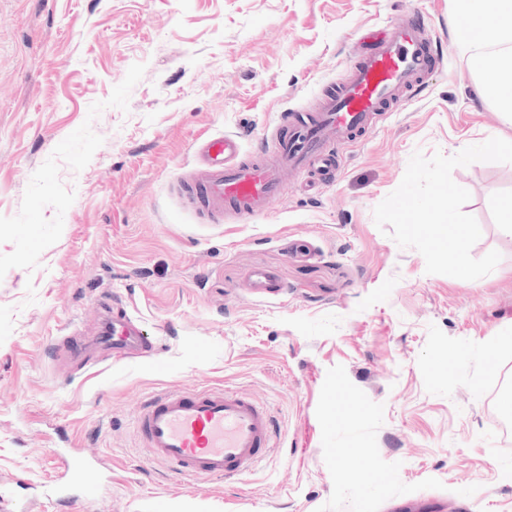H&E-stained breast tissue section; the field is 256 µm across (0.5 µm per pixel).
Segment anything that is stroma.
Returning <instances> with one entry per match:
<instances>
[{
    "mask_svg": "<svg viewBox=\"0 0 512 512\" xmlns=\"http://www.w3.org/2000/svg\"><path fill=\"white\" fill-rule=\"evenodd\" d=\"M410 9L438 66L332 180L236 222L186 198L197 141L271 139ZM454 22L452 0H0V512H512V163L452 172L472 256L501 254L480 279L426 273L373 217L414 152L512 136ZM112 301L151 356L99 343ZM224 387L272 409L266 458L229 480L158 461L142 405ZM61 448L106 461L96 497L65 502Z\"/></svg>",
    "mask_w": 512,
    "mask_h": 512,
    "instance_id": "1",
    "label": "stroma"
}]
</instances>
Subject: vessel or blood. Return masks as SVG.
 I'll use <instances>...</instances> for the list:
<instances>
[{"label": "vessel or blood", "instance_id": "1", "mask_svg": "<svg viewBox=\"0 0 512 512\" xmlns=\"http://www.w3.org/2000/svg\"><path fill=\"white\" fill-rule=\"evenodd\" d=\"M431 64L416 12L367 30L346 77L324 94L314 111L278 128L272 143L248 153L237 135L203 138L196 147L201 173L190 185L194 200L219 221L266 214L288 173L333 167L332 146L372 128L379 113L419 85ZM106 319L112 324L106 342L113 349L150 352L149 340L123 308H107ZM138 427L155 456L177 471L224 477L250 471L275 435L274 416L265 405L228 389L179 390L154 397L141 410ZM64 466L84 497L96 494L97 480L85 457L73 453Z\"/></svg>", "mask_w": 512, "mask_h": 512}]
</instances>
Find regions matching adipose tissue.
<instances>
[{
    "instance_id": "1",
    "label": "adipose tissue",
    "mask_w": 512,
    "mask_h": 512,
    "mask_svg": "<svg viewBox=\"0 0 512 512\" xmlns=\"http://www.w3.org/2000/svg\"><path fill=\"white\" fill-rule=\"evenodd\" d=\"M453 34L481 77L479 90L512 113V0H453Z\"/></svg>"
}]
</instances>
